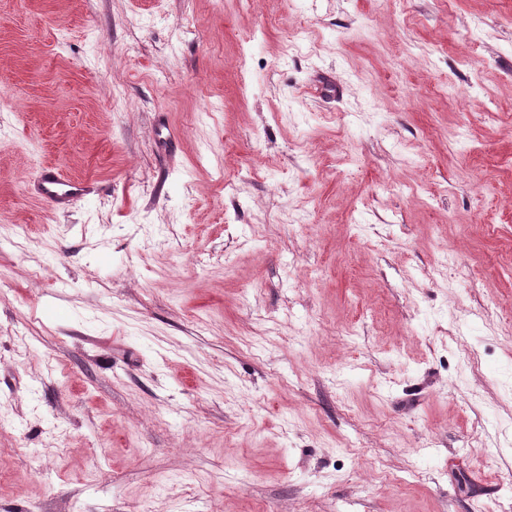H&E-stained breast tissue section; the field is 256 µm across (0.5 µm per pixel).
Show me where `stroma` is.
Listing matches in <instances>:
<instances>
[{"label":"stroma","instance_id":"stroma-1","mask_svg":"<svg viewBox=\"0 0 512 512\" xmlns=\"http://www.w3.org/2000/svg\"><path fill=\"white\" fill-rule=\"evenodd\" d=\"M0 512H512V0H0ZM89 189L88 181L66 179L50 169L41 174L36 184L39 197L56 206L69 203L86 194Z\"/></svg>","mask_w":512,"mask_h":512}]
</instances>
